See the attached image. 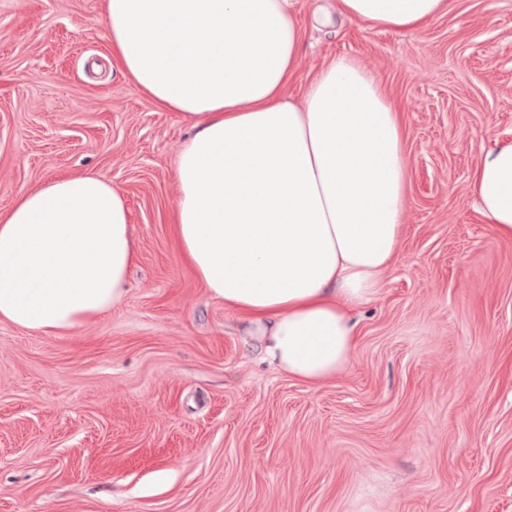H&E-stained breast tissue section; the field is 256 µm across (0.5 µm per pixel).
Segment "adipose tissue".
Listing matches in <instances>:
<instances>
[{"label":"adipose tissue","mask_w":512,"mask_h":512,"mask_svg":"<svg viewBox=\"0 0 512 512\" xmlns=\"http://www.w3.org/2000/svg\"><path fill=\"white\" fill-rule=\"evenodd\" d=\"M294 0H106L112 53L159 109L190 123L175 165L181 255L239 314L264 360L317 385L357 345L351 309L381 289L404 226L401 113L358 60H329L303 105L285 89L302 42ZM342 15L412 30L447 0H338ZM471 194L512 239V140ZM136 254L123 193L90 171L17 193L0 213V322L41 334L118 304Z\"/></svg>","instance_id":"1"}]
</instances>
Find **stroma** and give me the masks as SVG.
<instances>
[{
	"label": "stroma",
	"instance_id": "35a3bbf8",
	"mask_svg": "<svg viewBox=\"0 0 512 512\" xmlns=\"http://www.w3.org/2000/svg\"><path fill=\"white\" fill-rule=\"evenodd\" d=\"M447 2L397 31L294 0L287 98L358 59L401 111L409 167L353 359L310 386L264 362L182 260L191 129L116 63L105 0H0V211L94 170L137 242L123 301L94 323H0V512H512V240L470 193L482 152L512 138V0Z\"/></svg>",
	"mask_w": 512,
	"mask_h": 512
}]
</instances>
